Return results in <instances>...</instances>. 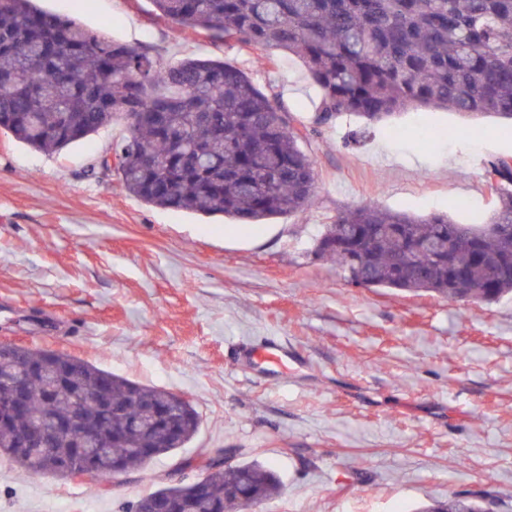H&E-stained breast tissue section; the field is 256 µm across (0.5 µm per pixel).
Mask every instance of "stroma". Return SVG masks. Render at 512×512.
I'll list each match as a JSON object with an SVG mask.
<instances>
[{"label":"stroma","mask_w":512,"mask_h":512,"mask_svg":"<svg viewBox=\"0 0 512 512\" xmlns=\"http://www.w3.org/2000/svg\"><path fill=\"white\" fill-rule=\"evenodd\" d=\"M38 5L162 66L202 56L244 70L303 131L317 204L242 236L89 175L124 120L51 155L0 131V342L68 352L200 415L186 447L92 491L0 458V512H119L204 448L274 466L282 489L260 512H412L453 494L512 512V299L361 288L312 253L322 224L363 205L484 223L487 163L512 159V123L409 110L320 128V90L295 54L180 30L150 0ZM49 320L56 334L39 338ZM272 337L296 364L244 366L240 348Z\"/></svg>","instance_id":"stroma-1"}]
</instances>
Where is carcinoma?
Masks as SVG:
<instances>
[{"mask_svg":"<svg viewBox=\"0 0 512 512\" xmlns=\"http://www.w3.org/2000/svg\"><path fill=\"white\" fill-rule=\"evenodd\" d=\"M180 29L254 50L299 55L321 91L316 124L340 115L366 124L398 111L444 109L512 121V0H151ZM122 118L128 134L112 147L125 190L147 205L236 224L308 210L317 173L300 148L288 112L243 70L210 58L159 66L144 50L116 42L33 0H0V129L40 152H58ZM487 172L494 207L484 224L443 214L414 216L362 206L339 212L314 239L315 256L334 260L363 288L431 292L492 303L512 294V160ZM439 241L446 251L427 253ZM22 388L31 413L0 422V456L33 472L78 453L84 417L76 401L103 390L95 415L97 469L107 486L113 461L135 473L183 448L200 418L168 390L136 383L70 354L18 346L0 358V402ZM73 417L47 454L26 452L20 437L32 420ZM211 448L179 467L201 472L205 489L164 483L122 505L140 512L158 496L177 497L182 512H250L281 490L275 470L257 459L216 467ZM245 492L236 506L225 492ZM419 512H486L454 496Z\"/></svg>","mask_w":512,"mask_h":512,"instance_id":"obj_1","label":"carcinoma"}]
</instances>
